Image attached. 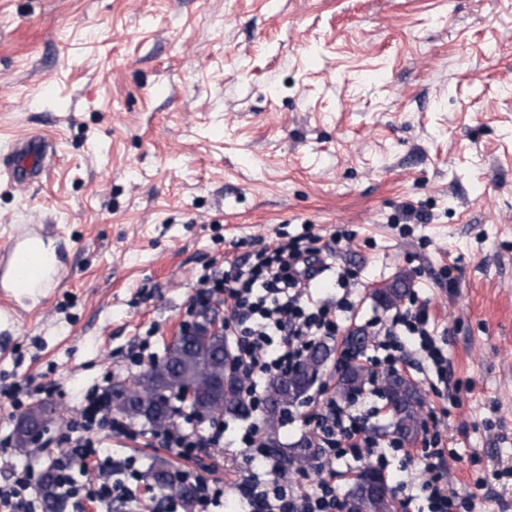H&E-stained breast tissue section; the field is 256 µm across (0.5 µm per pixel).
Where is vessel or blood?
<instances>
[{
    "mask_svg": "<svg viewBox=\"0 0 512 512\" xmlns=\"http://www.w3.org/2000/svg\"><path fill=\"white\" fill-rule=\"evenodd\" d=\"M56 145L52 138L33 132L17 139L0 153V183L13 187L33 186L56 165ZM51 224L13 226L0 245V288H25L38 293L59 287L64 271L44 261L36 250L37 241L53 236Z\"/></svg>",
    "mask_w": 512,
    "mask_h": 512,
    "instance_id": "1",
    "label": "vessel or blood"
}]
</instances>
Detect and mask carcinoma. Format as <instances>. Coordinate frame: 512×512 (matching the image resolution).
Masks as SVG:
<instances>
[{"instance_id":"cac0c4a2","label":"carcinoma","mask_w":512,"mask_h":512,"mask_svg":"<svg viewBox=\"0 0 512 512\" xmlns=\"http://www.w3.org/2000/svg\"><path fill=\"white\" fill-rule=\"evenodd\" d=\"M411 282L401 275L375 291L377 303L386 308L397 307L410 294ZM366 330L358 328L345 338L347 360L340 366L336 380V397L350 400L372 379L373 372L358 362L365 347ZM335 346L321 342L313 346L301 367L269 380L265 394L266 422L271 428L288 407L298 403L315 382L321 366L334 354ZM133 386L121 383L112 388L117 412L130 421H138L153 431H163L173 424L172 400H186L191 412L201 421L247 412L242 399L245 376L235 366L227 348L224 330L217 326L216 316L205 313L203 320L178 336L165 349L163 358L151 364L132 379ZM381 396L390 408L394 433L401 442H414L422 432L423 399L414 383L388 372L381 378ZM47 407L32 405L14 428L17 447L26 449L37 435L47 430ZM312 440L303 438L283 452V460L291 465L305 464L311 456ZM152 485L161 493L174 492L186 509L193 507L195 490L177 481L171 465L157 460L148 472ZM374 472L367 471L355 482L350 496L356 512H393L392 490L381 481L374 485ZM44 512H59V496L50 473L39 477Z\"/></svg>"}]
</instances>
